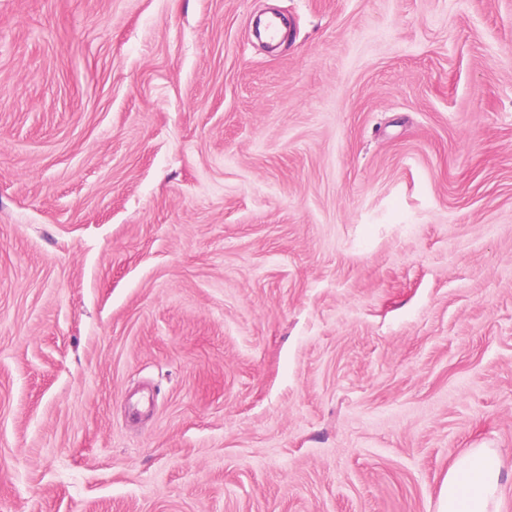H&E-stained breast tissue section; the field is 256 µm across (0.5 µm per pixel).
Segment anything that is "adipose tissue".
<instances>
[{
  "label": "adipose tissue",
  "instance_id": "ef3b65f1",
  "mask_svg": "<svg viewBox=\"0 0 512 512\" xmlns=\"http://www.w3.org/2000/svg\"><path fill=\"white\" fill-rule=\"evenodd\" d=\"M502 460L493 448H470L448 469L438 512H498Z\"/></svg>",
  "mask_w": 512,
  "mask_h": 512
}]
</instances>
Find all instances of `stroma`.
<instances>
[{
  "mask_svg": "<svg viewBox=\"0 0 512 512\" xmlns=\"http://www.w3.org/2000/svg\"><path fill=\"white\" fill-rule=\"evenodd\" d=\"M470 448L512 512V0H0V512H437Z\"/></svg>",
  "mask_w": 512,
  "mask_h": 512,
  "instance_id": "1",
  "label": "stroma"
}]
</instances>
